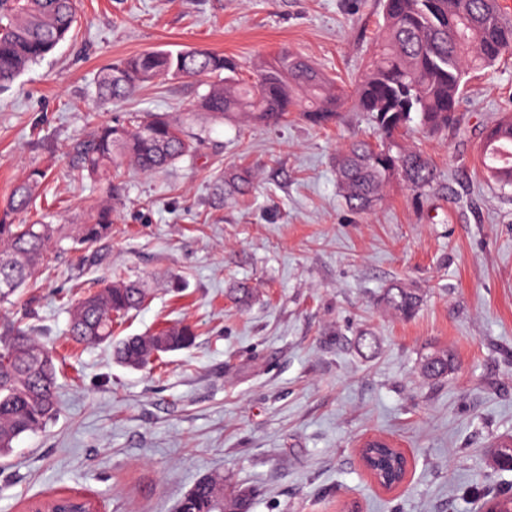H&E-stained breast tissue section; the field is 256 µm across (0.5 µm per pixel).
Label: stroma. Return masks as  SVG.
Segmentation results:
<instances>
[{
  "label": "stroma",
  "instance_id": "1",
  "mask_svg": "<svg viewBox=\"0 0 512 512\" xmlns=\"http://www.w3.org/2000/svg\"><path fill=\"white\" fill-rule=\"evenodd\" d=\"M381 11L380 0H79L72 37L0 90V208L30 169L49 172L14 223L66 231L112 205L109 238L63 240L0 302V336L21 322L52 351L59 401L0 458V512L69 492L101 512H176L211 474L250 490L251 512H484L512 491V469L495 463L512 438V191L477 158L483 129L512 112V54L470 80L460 134L402 137L433 159V187L392 179L367 213L347 206L336 176L350 136L373 133L352 104L327 127L296 114L273 126L194 112L206 77L161 78L120 101L97 93L101 68L155 49L221 52L245 79L286 49L348 84L366 70ZM149 112L182 123L193 156L95 181L73 167L69 150L93 127ZM241 170L248 192L214 196L219 174ZM115 272L152 290L116 336L185 323L194 344L151 372L72 344V303ZM394 283L420 295L414 317L383 308ZM362 331L377 341L368 358L353 346ZM441 350L454 370L424 377L423 359ZM374 435L409 458L395 490L361 466Z\"/></svg>",
  "mask_w": 512,
  "mask_h": 512
}]
</instances>
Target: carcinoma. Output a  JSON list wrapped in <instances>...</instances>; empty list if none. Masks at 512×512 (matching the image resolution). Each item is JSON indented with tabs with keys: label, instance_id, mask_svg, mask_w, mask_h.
Instances as JSON below:
<instances>
[{
	"label": "carcinoma",
	"instance_id": "1",
	"mask_svg": "<svg viewBox=\"0 0 512 512\" xmlns=\"http://www.w3.org/2000/svg\"><path fill=\"white\" fill-rule=\"evenodd\" d=\"M77 0H0V88L29 65L65 42L76 22ZM382 35L365 76L348 87L337 85L323 70L298 53L281 51L244 80L238 67L219 53L201 49L173 54L153 50L127 57L98 75L99 93L125 99L157 77L224 75L195 106L214 119L246 112L268 124L288 121L298 112L318 125L333 123L347 99L369 113L376 131L370 139H353L336 156L338 183L350 207L365 212L381 200L382 189L396 176L413 191L434 183L436 169L421 151L400 147L395 137L419 129L460 131L459 106L472 74L512 54V23L503 19L498 0H383ZM193 152L182 124L147 115L134 126L104 125L75 143L72 154L81 169L98 177L120 161L151 173ZM487 177L512 188V114L494 122L481 143ZM46 174L33 170L17 183L0 216V301L13 296L33 276L58 242L50 224H15L12 212L26 210ZM112 233V208H93L74 226L70 239L93 244ZM150 298L143 284L116 275L115 280L79 299L70 309L67 336L78 345L113 344L122 365L140 370L158 356L193 344L185 324L161 333L127 336L112 342L115 320L138 310ZM384 305L403 318L415 314L420 295L394 284ZM446 353L428 357L421 369L429 378L448 373ZM56 366L52 353L17 325L0 339V456L9 454L20 436L42 428L57 410ZM382 478L396 479L403 459L385 448L374 449ZM246 489L228 491L224 479L203 478L183 496L180 512H250Z\"/></svg>",
	"mask_w": 512,
	"mask_h": 512
}]
</instances>
